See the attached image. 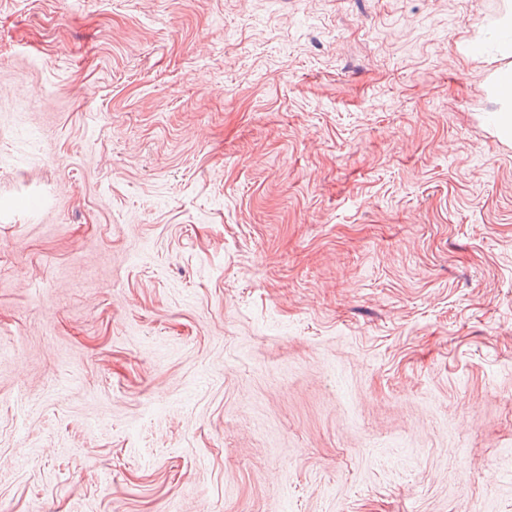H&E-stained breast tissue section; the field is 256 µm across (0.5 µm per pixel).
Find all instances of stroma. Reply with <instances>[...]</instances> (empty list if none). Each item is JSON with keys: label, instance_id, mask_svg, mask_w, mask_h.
<instances>
[{"label": "stroma", "instance_id": "obj_1", "mask_svg": "<svg viewBox=\"0 0 512 512\" xmlns=\"http://www.w3.org/2000/svg\"><path fill=\"white\" fill-rule=\"evenodd\" d=\"M511 10L0 0V512H512ZM496 95L503 108L494 112V123L501 136L512 137V68L503 70L496 82Z\"/></svg>", "mask_w": 512, "mask_h": 512}]
</instances>
